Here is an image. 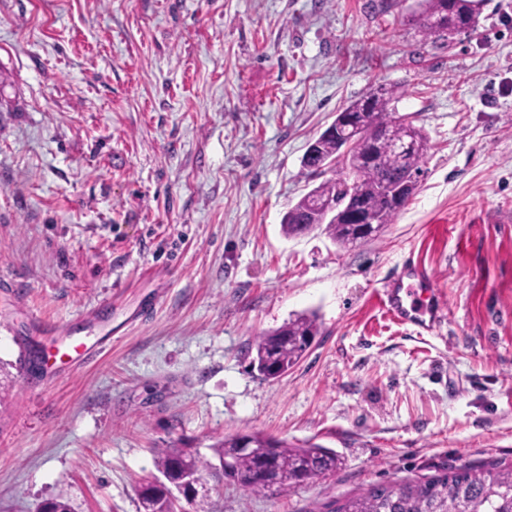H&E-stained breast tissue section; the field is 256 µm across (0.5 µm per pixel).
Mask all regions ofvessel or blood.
<instances>
[{"label": "vessel or blood", "instance_id": "b4317fda", "mask_svg": "<svg viewBox=\"0 0 512 512\" xmlns=\"http://www.w3.org/2000/svg\"><path fill=\"white\" fill-rule=\"evenodd\" d=\"M401 275L407 278V287L390 285L383 289L380 301L390 316L403 324H413L422 331L437 330L444 322L441 307L433 304L436 284L418 263L403 266Z\"/></svg>", "mask_w": 512, "mask_h": 512}]
</instances>
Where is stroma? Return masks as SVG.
<instances>
[{
	"label": "stroma",
	"instance_id": "obj_1",
	"mask_svg": "<svg viewBox=\"0 0 512 512\" xmlns=\"http://www.w3.org/2000/svg\"><path fill=\"white\" fill-rule=\"evenodd\" d=\"M416 0H0V512H139L155 449L260 431L341 464L211 512H321L377 485L512 465V0L443 39ZM428 137L408 205L352 248L288 209L310 142L373 85ZM433 276L446 321L379 293ZM320 334L249 367L296 313ZM98 348L60 360L51 332ZM43 368L27 370L35 353ZM404 278L412 281L406 288L400 287ZM435 288L434 280L421 264L408 263L403 266L398 283L383 289L380 301L396 321L433 332L445 320L442 308L432 302ZM320 332L315 312H302L279 328L260 334L251 347V364L265 379H278L288 373L309 351Z\"/></svg>",
	"mask_w": 512,
	"mask_h": 512
}]
</instances>
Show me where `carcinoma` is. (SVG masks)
<instances>
[{"instance_id": "cac0c4a2", "label": "carcinoma", "mask_w": 512, "mask_h": 512, "mask_svg": "<svg viewBox=\"0 0 512 512\" xmlns=\"http://www.w3.org/2000/svg\"><path fill=\"white\" fill-rule=\"evenodd\" d=\"M480 0H418L411 19L429 35L449 37L473 27ZM402 93L380 85L336 114L365 121L373 134L345 150L333 136L320 134L304 165L325 164L334 176L313 188L283 217L281 231L287 237L320 229L336 245L347 248L368 242L380 228L394 221L407 205L416 184H403L424 174L427 137L412 123L395 116ZM367 212L379 228L366 231L347 221V215ZM320 332L318 316L302 312L279 328L256 337L251 364L266 379L288 373L309 351ZM250 443L241 453L240 438ZM211 456L186 445L160 448L154 464L161 478L138 490L143 512H174L171 484L181 479L185 466L205 483L232 482L246 495L264 494L274 488L302 485L307 479L332 473L340 465L336 452L320 444L294 446L260 432L226 435L209 446ZM326 512H512V466L508 468L462 467L424 481L396 482L368 488L325 506Z\"/></svg>"}]
</instances>
